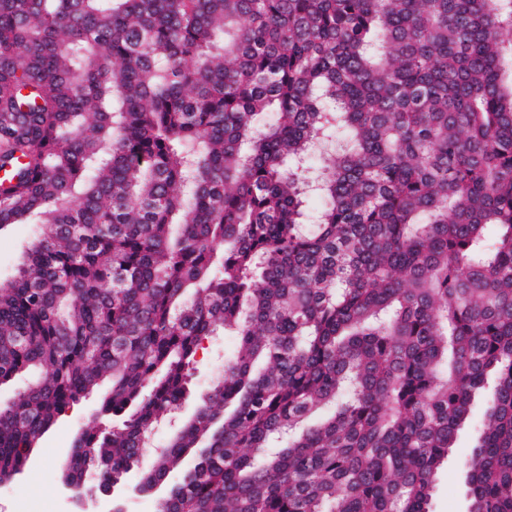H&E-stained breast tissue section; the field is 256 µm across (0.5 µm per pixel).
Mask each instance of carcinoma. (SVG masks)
Listing matches in <instances>:
<instances>
[{
    "label": "carcinoma",
    "instance_id": "carcinoma-1",
    "mask_svg": "<svg viewBox=\"0 0 512 512\" xmlns=\"http://www.w3.org/2000/svg\"><path fill=\"white\" fill-rule=\"evenodd\" d=\"M19 223L0 482L106 383L72 476L178 469L159 512H430L465 425L512 512V0H0ZM205 349L198 355L197 368L192 376V394L184 409L173 418L161 421L152 433L153 446L165 447L179 430L183 421L192 413L200 397L204 395L214 378L224 373V357H230L237 347V336L230 332L213 336L204 342Z\"/></svg>",
    "mask_w": 512,
    "mask_h": 512
}]
</instances>
